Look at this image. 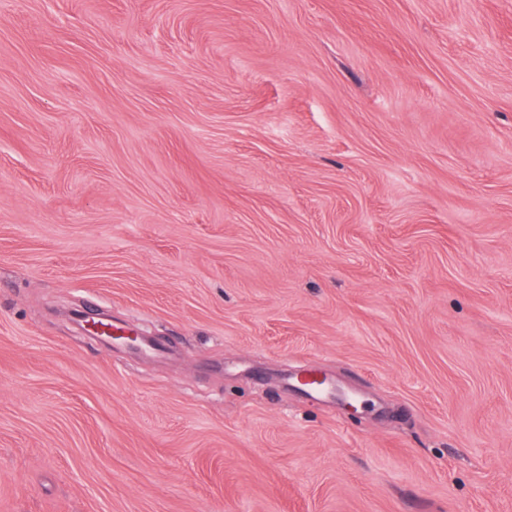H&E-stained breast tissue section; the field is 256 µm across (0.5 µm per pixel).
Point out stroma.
Listing matches in <instances>:
<instances>
[{
	"mask_svg": "<svg viewBox=\"0 0 512 512\" xmlns=\"http://www.w3.org/2000/svg\"><path fill=\"white\" fill-rule=\"evenodd\" d=\"M0 512H512V0H0Z\"/></svg>",
	"mask_w": 512,
	"mask_h": 512,
	"instance_id": "1",
	"label": "stroma"
}]
</instances>
